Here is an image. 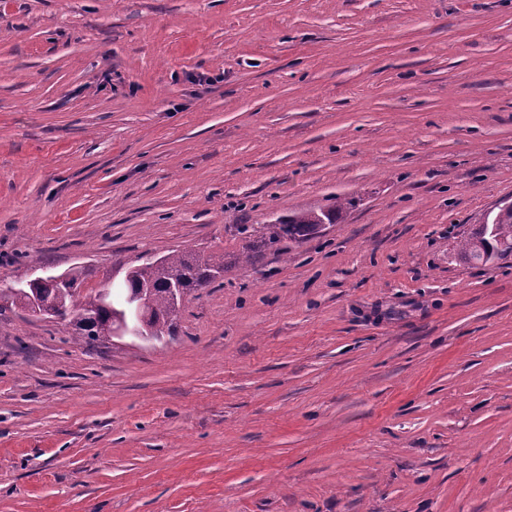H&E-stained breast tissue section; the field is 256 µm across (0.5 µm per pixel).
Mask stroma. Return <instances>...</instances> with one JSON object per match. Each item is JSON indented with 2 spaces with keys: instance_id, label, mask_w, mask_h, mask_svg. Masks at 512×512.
Instances as JSON below:
<instances>
[{
  "instance_id": "stroma-1",
  "label": "stroma",
  "mask_w": 512,
  "mask_h": 512,
  "mask_svg": "<svg viewBox=\"0 0 512 512\" xmlns=\"http://www.w3.org/2000/svg\"><path fill=\"white\" fill-rule=\"evenodd\" d=\"M510 201L512 0H0V289L227 264L158 340L0 300V512H512ZM342 212L337 205L328 210H306L285 217H278L272 224H263L259 229L253 228L250 236L253 243L263 247H273L285 239L299 242L316 233L319 224H335ZM490 215L491 213L484 219L483 224H495L496 232L494 237H486L488 240H491V245H496V239L512 244V209L510 208L506 212H502L501 208L498 207V211L492 216L491 220ZM509 243L503 244L502 249L510 254L512 252V245Z\"/></svg>"
}]
</instances>
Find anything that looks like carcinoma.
Instances as JSON below:
<instances>
[{
  "label": "carcinoma",
  "instance_id": "1",
  "mask_svg": "<svg viewBox=\"0 0 512 512\" xmlns=\"http://www.w3.org/2000/svg\"><path fill=\"white\" fill-rule=\"evenodd\" d=\"M342 206L328 210H306L289 216L279 217L272 224H265L253 230V242L263 247H273L285 239L299 242L316 233L321 224H334L339 219ZM484 223L495 225L496 240L512 244V209L497 211ZM224 255L194 256L178 252L161 259V263L150 262L130 271L126 277L125 292L137 293L141 289L151 290V320L159 333L173 330L179 312L175 298L186 295L195 288H203L216 279V273L224 270ZM72 286L69 288H43L44 300L51 306L66 307L82 288L83 279L76 272L70 273ZM84 304L92 310L96 305V296H84ZM97 309V308H95ZM79 339L96 341L112 336V313L104 308L97 309L96 321L88 327L83 321H75Z\"/></svg>",
  "mask_w": 512,
  "mask_h": 512
}]
</instances>
